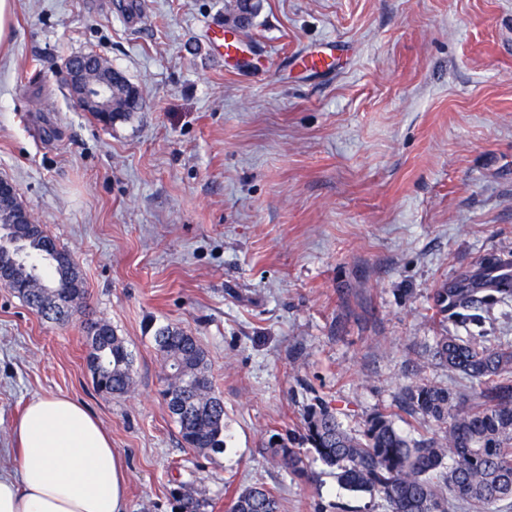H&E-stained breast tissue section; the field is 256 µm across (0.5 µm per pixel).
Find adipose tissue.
<instances>
[{
	"mask_svg": "<svg viewBox=\"0 0 512 512\" xmlns=\"http://www.w3.org/2000/svg\"><path fill=\"white\" fill-rule=\"evenodd\" d=\"M12 436L19 463L0 468V512H126V467L84 405L33 399Z\"/></svg>",
	"mask_w": 512,
	"mask_h": 512,
	"instance_id": "adipose-tissue-1",
	"label": "adipose tissue"
}]
</instances>
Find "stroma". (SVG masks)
Listing matches in <instances>:
<instances>
[{"label":"stroma","mask_w":512,"mask_h":512,"mask_svg":"<svg viewBox=\"0 0 512 512\" xmlns=\"http://www.w3.org/2000/svg\"><path fill=\"white\" fill-rule=\"evenodd\" d=\"M14 0L0 46V178L78 265L84 304L59 325L0 283V467L28 401L65 395L112 435L127 512H175L182 485L225 512L262 485L280 512H387L320 461L269 442L322 400L344 428L376 411L428 437L408 388L475 398L428 360L441 328L512 345V300L441 323L437 289L495 253L512 275V0H260L225 60L207 27L229 0ZM336 46L327 70L303 58ZM94 53L141 93L106 126L71 99L67 59ZM133 356L129 395L99 393L86 325ZM204 348L225 447L183 444L153 336ZM271 459L279 466L299 476L306 474L305 457L301 448H292L286 444H276L271 448Z\"/></svg>","instance_id":"obj_1"}]
</instances>
